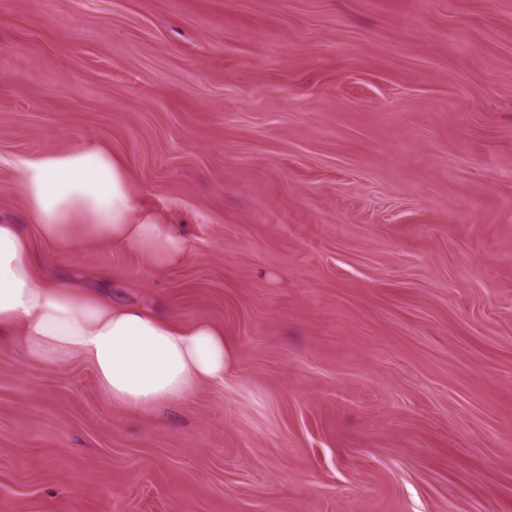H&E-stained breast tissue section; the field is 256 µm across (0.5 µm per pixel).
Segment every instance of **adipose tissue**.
<instances>
[{"mask_svg": "<svg viewBox=\"0 0 512 512\" xmlns=\"http://www.w3.org/2000/svg\"><path fill=\"white\" fill-rule=\"evenodd\" d=\"M26 212L40 236L77 246L106 237L160 268L180 264L182 232L141 209L124 162L96 142L29 157L20 165ZM19 224H0V337H14L34 361H88L113 405L149 413L223 381L234 351L210 322L190 325L154 309L112 303L37 272Z\"/></svg>", "mask_w": 512, "mask_h": 512, "instance_id": "1", "label": "adipose tissue"}]
</instances>
